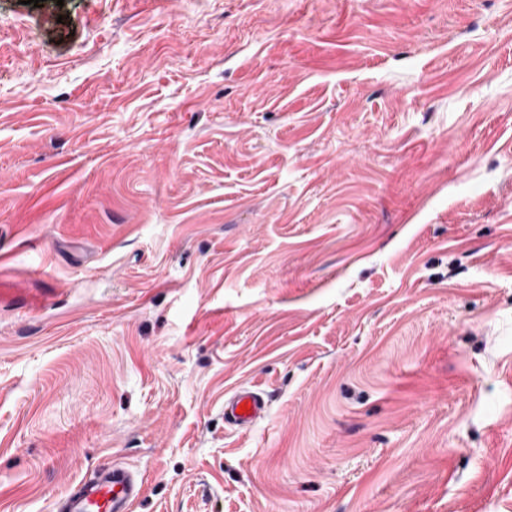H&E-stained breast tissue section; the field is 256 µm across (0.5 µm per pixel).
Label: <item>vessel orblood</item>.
I'll return each instance as SVG.
<instances>
[{
  "label": "vessel or blood",
  "instance_id": "vessel-or-blood-1",
  "mask_svg": "<svg viewBox=\"0 0 512 512\" xmlns=\"http://www.w3.org/2000/svg\"><path fill=\"white\" fill-rule=\"evenodd\" d=\"M268 403L257 389L239 387L224 400V422L247 432L263 419ZM143 479L121 466L97 469L56 498L53 512H134L141 497Z\"/></svg>",
  "mask_w": 512,
  "mask_h": 512
}]
</instances>
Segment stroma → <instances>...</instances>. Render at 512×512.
I'll return each mask as SVG.
<instances>
[{
	"label": "stroma",
	"instance_id": "35a3bbf8",
	"mask_svg": "<svg viewBox=\"0 0 512 512\" xmlns=\"http://www.w3.org/2000/svg\"><path fill=\"white\" fill-rule=\"evenodd\" d=\"M1 281L0 512H512V0H0ZM241 405H247L249 411H240ZM268 403L262 392L253 387H238L224 399V423L237 431L247 432L263 419ZM142 484L139 474L122 466L101 467L57 497L53 512H133Z\"/></svg>",
	"mask_w": 512,
	"mask_h": 512
}]
</instances>
